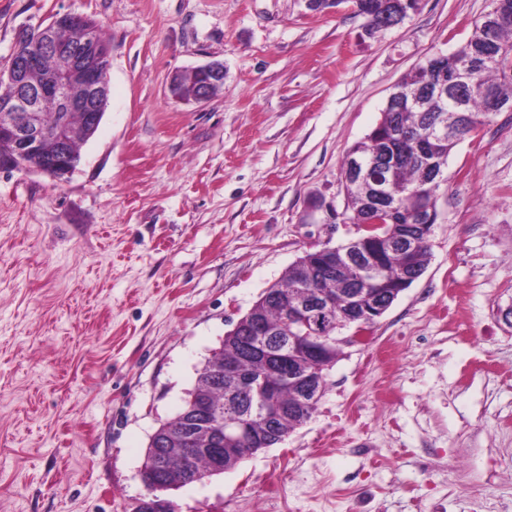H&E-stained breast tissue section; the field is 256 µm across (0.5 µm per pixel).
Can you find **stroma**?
Masks as SVG:
<instances>
[{"instance_id": "35a3bbf8", "label": "stroma", "mask_w": 512, "mask_h": 512, "mask_svg": "<svg viewBox=\"0 0 512 512\" xmlns=\"http://www.w3.org/2000/svg\"><path fill=\"white\" fill-rule=\"evenodd\" d=\"M489 0H420L375 35L350 0H0L112 46L111 97L64 180L0 169V512H131L149 438L315 244L347 243L341 164L394 85ZM208 102L169 83L210 61ZM425 273L344 348L316 412L181 512H512V112L448 156ZM192 72L198 73L204 80L198 83L188 95L180 93L181 75L175 74L170 81L169 90L173 98L182 101L204 103L209 101L224 85V65L219 61H211L195 67Z\"/></svg>"}]
</instances>
